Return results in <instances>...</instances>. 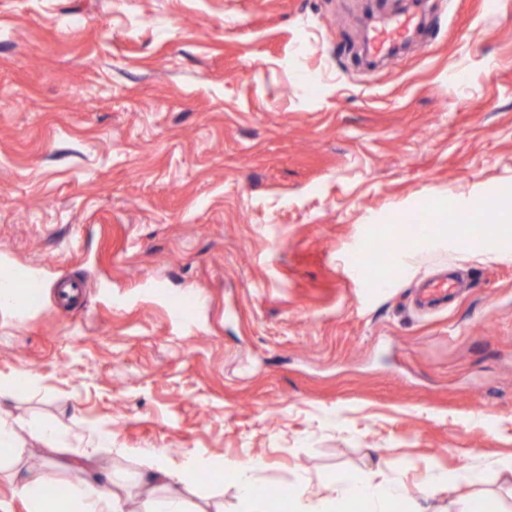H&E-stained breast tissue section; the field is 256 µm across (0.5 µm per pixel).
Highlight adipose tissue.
Wrapping results in <instances>:
<instances>
[{"mask_svg":"<svg viewBox=\"0 0 512 512\" xmlns=\"http://www.w3.org/2000/svg\"><path fill=\"white\" fill-rule=\"evenodd\" d=\"M493 222L497 227L483 240H474L449 228L447 224H434L426 228L421 236L422 244L445 243L455 249L488 259L499 257L507 245L512 244V203L496 202L493 207ZM145 465L148 469V482L154 492L141 504L140 512H188L180 492L173 486L174 477H187L202 470L223 472L220 462L189 454L179 463L169 461L157 449L145 451ZM66 497L78 507V512H126L128 498L139 494L136 486L115 492L110 486L88 477H74L66 482Z\"/></svg>","mask_w":512,"mask_h":512,"instance_id":"ef3b65f1","label":"adipose tissue"}]
</instances>
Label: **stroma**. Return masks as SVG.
I'll return each instance as SVG.
<instances>
[{"label":"stroma","instance_id":"35a3bbf8","mask_svg":"<svg viewBox=\"0 0 512 512\" xmlns=\"http://www.w3.org/2000/svg\"><path fill=\"white\" fill-rule=\"evenodd\" d=\"M411 46L365 69L370 0H0V265L35 309H0V397L63 483L260 457L259 488L307 480L311 512H512V255L351 259L427 204L512 184V0H429ZM468 282L426 313L419 284ZM46 420L58 442L37 436ZM112 446L97 448L98 435ZM470 471L472 488L453 474ZM192 512H237L194 474ZM5 284L16 294L24 296L28 305L40 295V286L32 278L19 276L13 270L1 267L0 288ZM342 482L348 496L368 503L388 499L393 495L392 490L380 483H375L374 478L370 476H347Z\"/></svg>","mask_w":512,"mask_h":512}]
</instances>
